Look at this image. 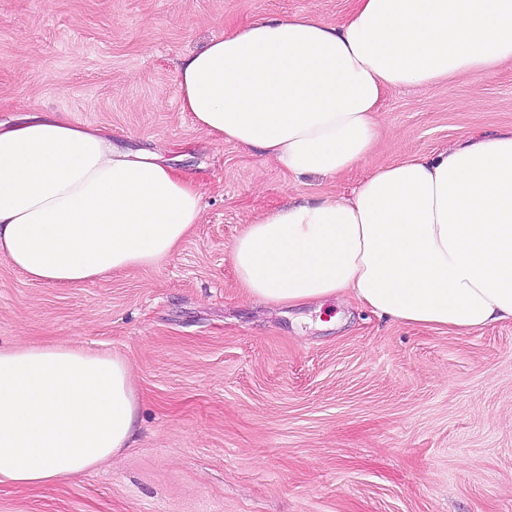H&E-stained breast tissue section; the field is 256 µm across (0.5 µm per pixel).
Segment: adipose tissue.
<instances>
[{
  "instance_id": "adipose-tissue-1",
  "label": "adipose tissue",
  "mask_w": 512,
  "mask_h": 512,
  "mask_svg": "<svg viewBox=\"0 0 512 512\" xmlns=\"http://www.w3.org/2000/svg\"><path fill=\"white\" fill-rule=\"evenodd\" d=\"M512 61V0H354L338 23L267 19L185 57L183 111L288 174L335 177L377 135L389 89L488 75ZM201 190L158 154L67 114L0 123V255L79 287L170 255ZM246 293L295 308L336 296L413 326L472 333L512 320V129L461 134L373 170L345 197L270 211L232 247ZM129 363L67 345L0 347V486L35 488L125 448Z\"/></svg>"
}]
</instances>
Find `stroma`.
<instances>
[{"instance_id":"1","label":"stroma","mask_w":512,"mask_h":512,"mask_svg":"<svg viewBox=\"0 0 512 512\" xmlns=\"http://www.w3.org/2000/svg\"><path fill=\"white\" fill-rule=\"evenodd\" d=\"M352 0H0V120L65 112L163 152L202 213L159 264L81 287L0 256V346L118 354L138 397L128 448L66 482L0 488V512H512V321L457 334L345 297L272 308L232 246L299 200L349 195L374 169L465 132L512 128V62L387 91L368 157L294 177L216 141L179 105L181 60L258 19L341 21Z\"/></svg>"}]
</instances>
